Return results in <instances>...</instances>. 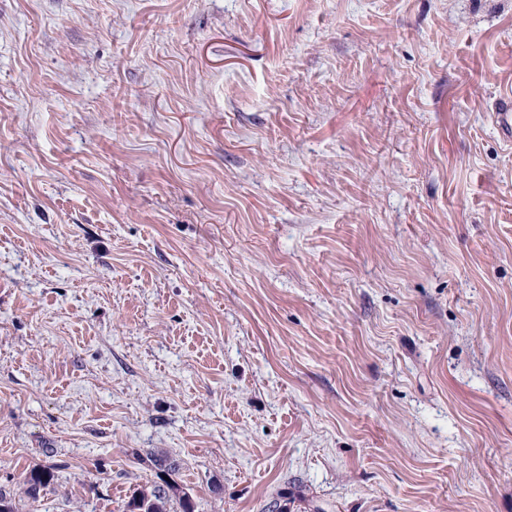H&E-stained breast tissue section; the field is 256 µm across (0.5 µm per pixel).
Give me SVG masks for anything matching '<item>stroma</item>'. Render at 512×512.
Listing matches in <instances>:
<instances>
[{"mask_svg":"<svg viewBox=\"0 0 512 512\" xmlns=\"http://www.w3.org/2000/svg\"><path fill=\"white\" fill-rule=\"evenodd\" d=\"M512 0H0V486L512 512ZM493 121L499 133L508 141H512V100L503 99L492 113ZM62 469L61 464L53 463L41 469L28 472L24 477L25 494L29 499L36 501L40 495L52 484L56 470Z\"/></svg>","mask_w":512,"mask_h":512,"instance_id":"obj_1","label":"stroma"}]
</instances>
